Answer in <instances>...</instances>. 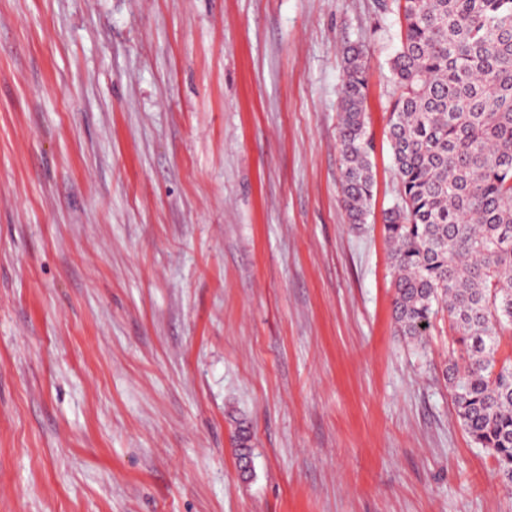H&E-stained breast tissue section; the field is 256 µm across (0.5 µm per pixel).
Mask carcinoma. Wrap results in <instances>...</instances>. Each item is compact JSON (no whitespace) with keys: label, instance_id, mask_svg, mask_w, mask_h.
<instances>
[{"label":"carcinoma","instance_id":"1","mask_svg":"<svg viewBox=\"0 0 512 512\" xmlns=\"http://www.w3.org/2000/svg\"><path fill=\"white\" fill-rule=\"evenodd\" d=\"M389 136L399 202L385 213L394 319L413 340L458 330L446 378L459 424L512 493V0H398ZM362 52L346 57L338 137L344 206L373 197Z\"/></svg>","mask_w":512,"mask_h":512}]
</instances>
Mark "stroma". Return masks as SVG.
Wrapping results in <instances>:
<instances>
[{"mask_svg":"<svg viewBox=\"0 0 512 512\" xmlns=\"http://www.w3.org/2000/svg\"><path fill=\"white\" fill-rule=\"evenodd\" d=\"M377 4L0 0V512H512L452 409L447 315L422 346L394 322ZM367 90L366 62L362 52L352 48L345 61L338 137L343 157V202L353 224L365 223L373 197L372 143L365 113Z\"/></svg>","mask_w":512,"mask_h":512,"instance_id":"35a3bbf8","label":"stroma"}]
</instances>
